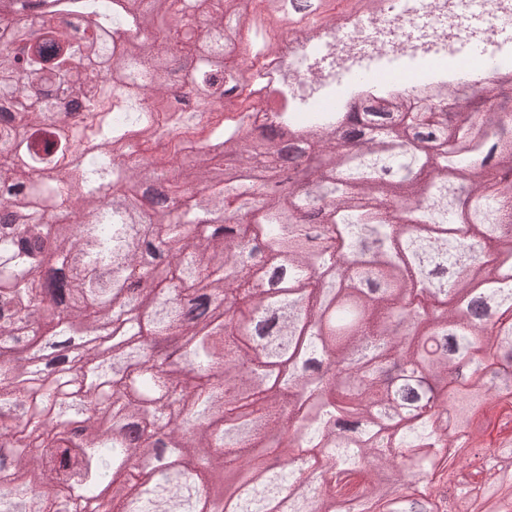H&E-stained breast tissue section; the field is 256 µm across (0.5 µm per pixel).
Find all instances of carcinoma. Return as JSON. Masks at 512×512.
<instances>
[{"label": "carcinoma", "mask_w": 512, "mask_h": 512, "mask_svg": "<svg viewBox=\"0 0 512 512\" xmlns=\"http://www.w3.org/2000/svg\"><path fill=\"white\" fill-rule=\"evenodd\" d=\"M240 2L0 0V512H512L484 421L512 422V78L478 124L449 88L403 112L365 87L298 128L275 89L273 124L212 115L189 163L143 161L134 135L182 128L180 58L233 104ZM391 469L432 494H382Z\"/></svg>", "instance_id": "carcinoma-1"}]
</instances>
